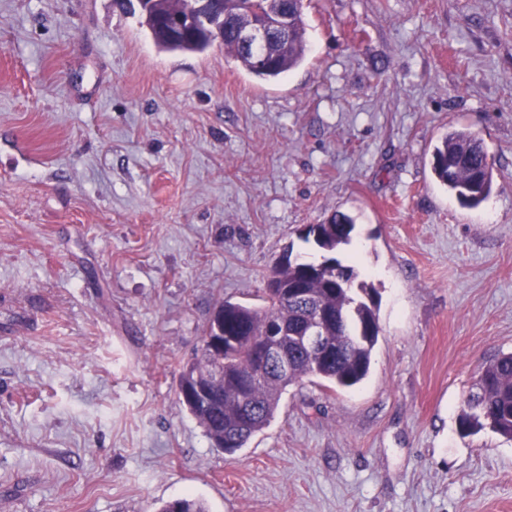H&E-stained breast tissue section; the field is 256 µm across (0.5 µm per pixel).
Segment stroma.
Wrapping results in <instances>:
<instances>
[{
    "instance_id": "obj_1",
    "label": "stroma",
    "mask_w": 512,
    "mask_h": 512,
    "mask_svg": "<svg viewBox=\"0 0 512 512\" xmlns=\"http://www.w3.org/2000/svg\"><path fill=\"white\" fill-rule=\"evenodd\" d=\"M304 11L303 63L265 82L119 0H0V512H512V441L456 427L512 352V0ZM451 129L493 159L479 208L432 173ZM337 212L379 298L368 376L213 448L183 364Z\"/></svg>"
}]
</instances>
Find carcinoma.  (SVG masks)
Wrapping results in <instances>:
<instances>
[{
    "label": "carcinoma",
    "mask_w": 512,
    "mask_h": 512,
    "mask_svg": "<svg viewBox=\"0 0 512 512\" xmlns=\"http://www.w3.org/2000/svg\"><path fill=\"white\" fill-rule=\"evenodd\" d=\"M150 6L141 12L145 26L155 44L170 51L204 52L216 43L238 61L252 76L261 81L280 78L296 68L305 58L309 43L303 0H237L230 9L238 11V20L265 17L283 6L288 15V34L274 37L260 48L267 64L259 67L254 57L243 51L237 40L235 21L226 19L222 38L207 36L196 27H189L178 36L170 34L173 17L191 15V0H149ZM432 171L460 205L476 207L491 192L493 162L483 142L464 130H451L432 154ZM355 228L351 217L334 214L329 223L320 225L327 239L337 250L351 241ZM302 261L295 265L275 264L271 275L285 287L305 289L299 300L284 299L266 293L267 306L224 300L216 312L224 313V333L235 343L212 353L203 345L196 357L182 366L178 397L210 440L212 447L233 453L268 426L288 387L304 379L316 378L329 388L350 389L369 373L371 356L380 328L378 303L373 289L360 282L355 288L344 282L355 281L354 267L335 258L323 261L325 269L316 279H303ZM323 309L330 315L327 326L333 352L321 358L305 350L296 337L303 334L311 311ZM284 325L288 330V373L272 367L260 378H253L255 369L254 344L266 325ZM224 370V380L207 383V398L189 401L183 398L188 389L206 379L216 369ZM490 430L512 440V353L492 360L469 389L464 406L457 417V431L463 436ZM159 512H207L204 504L191 498H180L164 504Z\"/></svg>",
    "instance_id": "carcinoma-1"
}]
</instances>
